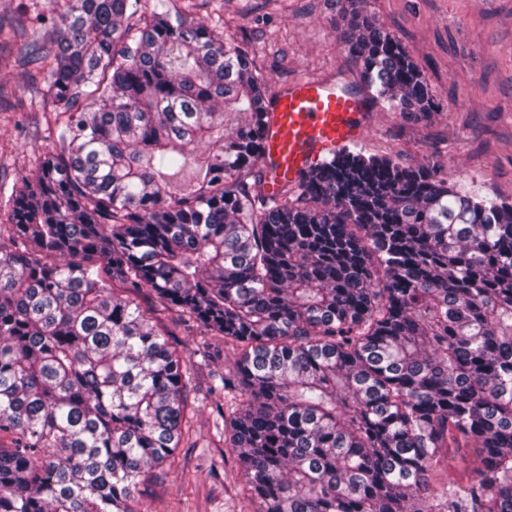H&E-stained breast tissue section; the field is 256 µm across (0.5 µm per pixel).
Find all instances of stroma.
I'll return each instance as SVG.
<instances>
[{
  "label": "stroma",
  "mask_w": 512,
  "mask_h": 512,
  "mask_svg": "<svg viewBox=\"0 0 512 512\" xmlns=\"http://www.w3.org/2000/svg\"><path fill=\"white\" fill-rule=\"evenodd\" d=\"M343 0H206L196 20L223 21L224 35L252 58L266 93L310 76L360 88L359 65L343 51L336 23ZM366 9L409 51L438 104L415 120L374 104L370 128L351 147L403 165L438 161L474 193L512 200V0H367ZM0 181L33 177L52 148L53 116L34 73L0 71ZM192 373L190 436L170 465L138 487L134 512H256L208 396L212 371L238 354L222 336L167 324Z\"/></svg>",
  "instance_id": "1"
}]
</instances>
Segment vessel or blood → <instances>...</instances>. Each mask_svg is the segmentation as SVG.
<instances>
[{
    "label": "vessel or blood",
    "instance_id": "vessel-or-blood-1",
    "mask_svg": "<svg viewBox=\"0 0 512 512\" xmlns=\"http://www.w3.org/2000/svg\"><path fill=\"white\" fill-rule=\"evenodd\" d=\"M370 123L366 97L333 80L301 77L272 95L264 115L259 162L272 174L268 192L302 175L358 139Z\"/></svg>",
    "mask_w": 512,
    "mask_h": 512
}]
</instances>
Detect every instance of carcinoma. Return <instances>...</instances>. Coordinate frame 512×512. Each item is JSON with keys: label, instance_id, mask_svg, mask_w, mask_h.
<instances>
[{"label": "carcinoma", "instance_id": "cac0c4a2", "mask_svg": "<svg viewBox=\"0 0 512 512\" xmlns=\"http://www.w3.org/2000/svg\"><path fill=\"white\" fill-rule=\"evenodd\" d=\"M364 2L343 49L430 118ZM5 35L54 148L0 184V512H131L189 436L190 368L143 288L238 350L211 395L235 400L224 440L261 512H512V201L346 147L268 195L263 80L180 0H64ZM451 448L476 475L434 495Z\"/></svg>", "mask_w": 512, "mask_h": 512}]
</instances>
